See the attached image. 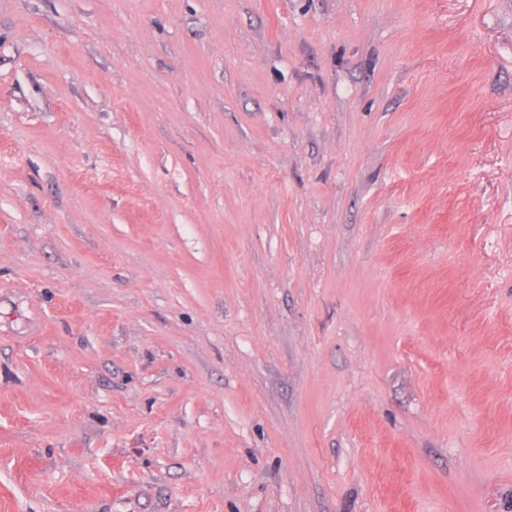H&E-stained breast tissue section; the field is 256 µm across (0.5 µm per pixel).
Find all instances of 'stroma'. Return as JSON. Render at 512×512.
Here are the masks:
<instances>
[{
  "label": "stroma",
  "mask_w": 512,
  "mask_h": 512,
  "mask_svg": "<svg viewBox=\"0 0 512 512\" xmlns=\"http://www.w3.org/2000/svg\"><path fill=\"white\" fill-rule=\"evenodd\" d=\"M0 512H512V0H0Z\"/></svg>",
  "instance_id": "obj_1"
}]
</instances>
